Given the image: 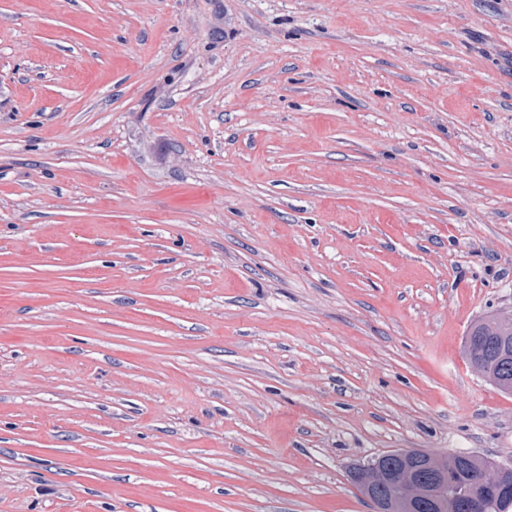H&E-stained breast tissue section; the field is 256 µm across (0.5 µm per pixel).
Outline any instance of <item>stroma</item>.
I'll return each mask as SVG.
<instances>
[{
  "label": "stroma",
  "mask_w": 512,
  "mask_h": 512,
  "mask_svg": "<svg viewBox=\"0 0 512 512\" xmlns=\"http://www.w3.org/2000/svg\"><path fill=\"white\" fill-rule=\"evenodd\" d=\"M512 0H0V512H374L512 464ZM506 348L508 368L488 345ZM463 355L471 373L499 392L512 395V309H499L479 317L468 327ZM431 457H422L408 449H403L402 467L393 469L381 465L377 456L354 464L349 471L352 483L360 488L367 497L372 498L378 512L394 511L416 512L419 502L425 501L430 512L448 511V498H442L434 490L436 484H444L448 476V496L455 498L465 493L479 477V468L475 462L453 461L442 454L429 452ZM428 469L433 474V484L426 486L420 479V472ZM399 504L400 508H394ZM389 506L390 509L386 508Z\"/></svg>",
  "instance_id": "1"
}]
</instances>
